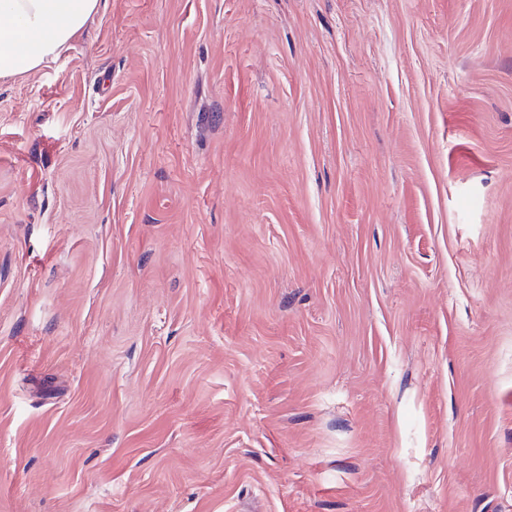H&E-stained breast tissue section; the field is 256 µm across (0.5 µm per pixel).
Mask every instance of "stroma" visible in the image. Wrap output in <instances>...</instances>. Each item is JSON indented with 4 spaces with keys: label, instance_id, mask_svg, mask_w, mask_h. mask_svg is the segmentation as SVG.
<instances>
[{
    "label": "stroma",
    "instance_id": "1",
    "mask_svg": "<svg viewBox=\"0 0 512 512\" xmlns=\"http://www.w3.org/2000/svg\"><path fill=\"white\" fill-rule=\"evenodd\" d=\"M0 512H512V0H102L0 79Z\"/></svg>",
    "mask_w": 512,
    "mask_h": 512
}]
</instances>
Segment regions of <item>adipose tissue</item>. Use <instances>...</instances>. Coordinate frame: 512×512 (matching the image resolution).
Instances as JSON below:
<instances>
[{
  "label": "adipose tissue",
  "mask_w": 512,
  "mask_h": 512,
  "mask_svg": "<svg viewBox=\"0 0 512 512\" xmlns=\"http://www.w3.org/2000/svg\"><path fill=\"white\" fill-rule=\"evenodd\" d=\"M100 0H0V79L55 61L99 10Z\"/></svg>",
  "instance_id": "ef3b65f1"
}]
</instances>
